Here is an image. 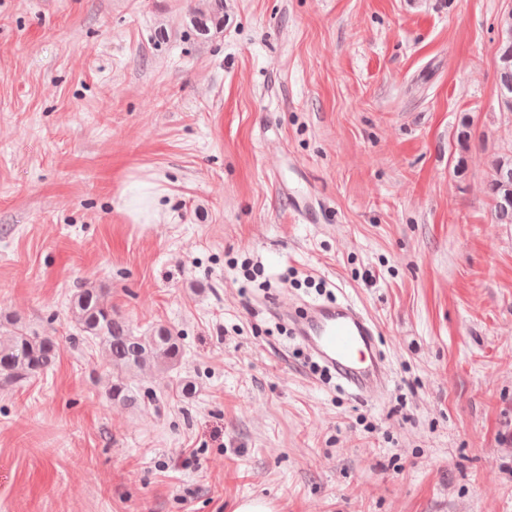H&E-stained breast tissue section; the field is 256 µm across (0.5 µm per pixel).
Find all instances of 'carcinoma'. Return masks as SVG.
<instances>
[{"instance_id":"cac0c4a2","label":"carcinoma","mask_w":512,"mask_h":512,"mask_svg":"<svg viewBox=\"0 0 512 512\" xmlns=\"http://www.w3.org/2000/svg\"><path fill=\"white\" fill-rule=\"evenodd\" d=\"M208 10L192 13L189 24L194 35L207 41L212 32L224 26V0H208ZM498 56L499 95L504 111L512 113V10L499 20ZM492 221L512 224V154H503L493 162L487 183ZM71 315L80 332L98 340L108 350L112 373L106 385L109 402L134 407L145 395L135 391L129 376L155 367L163 371L178 368L183 350L178 336L164 324L137 334L123 318L112 312L98 288L80 289L72 298ZM0 332V384H22L49 371L58 356V343L51 336L30 332L17 323Z\"/></svg>"}]
</instances>
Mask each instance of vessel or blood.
<instances>
[{
    "instance_id": "1",
    "label": "vessel or blood",
    "mask_w": 512,
    "mask_h": 512,
    "mask_svg": "<svg viewBox=\"0 0 512 512\" xmlns=\"http://www.w3.org/2000/svg\"><path fill=\"white\" fill-rule=\"evenodd\" d=\"M288 326L343 390L369 398L388 386L390 373L376 324L353 301L302 303L289 312Z\"/></svg>"
}]
</instances>
